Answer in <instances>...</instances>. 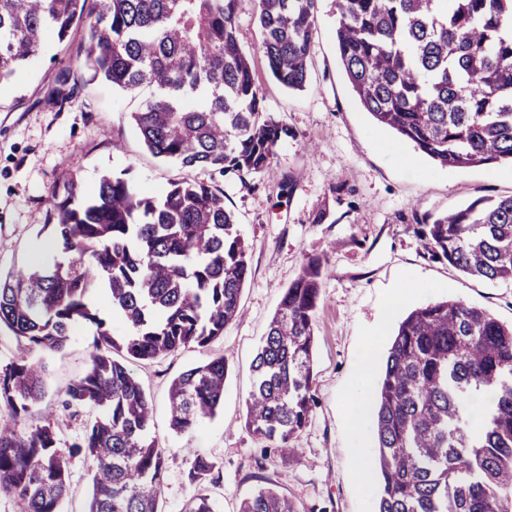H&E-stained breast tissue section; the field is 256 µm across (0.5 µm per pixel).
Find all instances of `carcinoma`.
<instances>
[{"mask_svg":"<svg viewBox=\"0 0 512 512\" xmlns=\"http://www.w3.org/2000/svg\"><path fill=\"white\" fill-rule=\"evenodd\" d=\"M0 0V83L52 36L83 28L79 68L126 92L151 89L131 114L147 150L181 167L213 168L247 188L288 128L266 111L235 23L236 0ZM336 42L352 90L379 124L444 166L512 162V0H334ZM318 0H258L260 49L273 78L300 90ZM104 175L91 191L53 186L43 229L65 258L0 276V327L17 352L0 368V493L25 512H62L69 466L54 422L25 426L45 394L36 351L59 352L76 325L96 336L65 403L91 409L69 455L92 464L88 512H162L164 455L153 407L126 362L154 360L224 335L240 313L249 246L224 192L184 178L159 197ZM433 256L466 275L512 285V195L481 197L424 220ZM324 263L310 258L285 290L255 362L246 427L283 454L314 396V320ZM120 317L116 332L96 303ZM228 362L215 357L169 388L170 426L197 430L224 403ZM373 409L375 512H512V326L463 300L424 304L399 324ZM216 463L194 458L184 512H216ZM239 512H296L271 488Z\"/></svg>","mask_w":512,"mask_h":512,"instance_id":"cac0c4a2","label":"carcinoma"}]
</instances>
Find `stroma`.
Returning <instances> with one entry per match:
<instances>
[{
	"mask_svg": "<svg viewBox=\"0 0 512 512\" xmlns=\"http://www.w3.org/2000/svg\"><path fill=\"white\" fill-rule=\"evenodd\" d=\"M236 22L268 112L292 132L249 189L212 169L186 171L153 156L131 119L150 89L124 94L86 82L77 67L84 32L62 44L48 42L34 65L0 86V272L32 265L33 251L51 242L43 226L52 220L50 190L62 174L89 190L102 174L122 171L151 196L185 177L217 186L249 244L243 314L207 346L128 364L154 404L151 436L166 466L163 512H184L194 493L186 473L198 454L220 468L222 479L211 489L218 512H238L242 499L265 487L286 495L297 512H373L374 490H361L353 480V451L373 450L374 432H354L348 396L365 349L374 346L385 358L399 323L434 300L460 299L512 324V286L432 258L419 233L425 216L482 196L511 195L512 166L445 167L377 124L339 61L332 0L319 2L300 91L269 72L259 51L256 0H238ZM65 71L74 93L60 102L56 79ZM310 258L327 268L315 316L317 405L294 442L299 455L266 454L245 427L252 364L285 289ZM397 294L401 303L389 308ZM93 340L90 328L75 327L62 351L43 357L47 388L28 421L35 425L53 414L64 449L83 435L88 419L86 412L64 408L62 399L66 385L84 372ZM220 355L229 363L223 407L198 431L176 433L167 407L173 378Z\"/></svg>",
	"mask_w": 512,
	"mask_h": 512,
	"instance_id": "obj_1",
	"label": "stroma"
}]
</instances>
